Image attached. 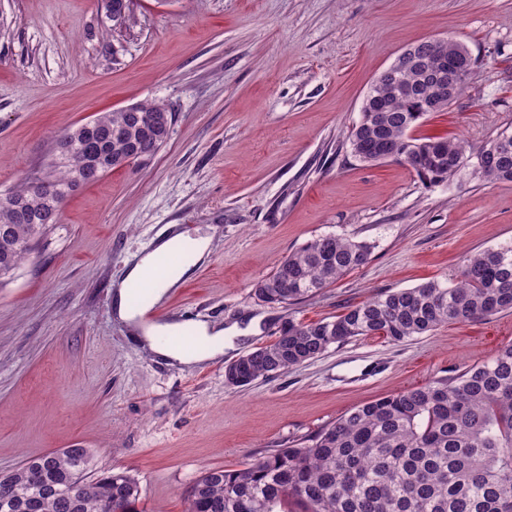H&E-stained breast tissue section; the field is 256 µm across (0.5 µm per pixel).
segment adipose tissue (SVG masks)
Here are the masks:
<instances>
[{
  "label": "adipose tissue",
  "mask_w": 512,
  "mask_h": 512,
  "mask_svg": "<svg viewBox=\"0 0 512 512\" xmlns=\"http://www.w3.org/2000/svg\"><path fill=\"white\" fill-rule=\"evenodd\" d=\"M210 240L206 237H193L178 232L161 241L154 251L142 256L127 274L128 280L146 278L153 270L158 254L170 251L180 252L183 260L173 266L164 283L152 286L150 297L153 303H160L165 298L169 288L174 287L198 262L208 250ZM115 313L121 321L125 322L136 337L151 351L161 358L178 362L182 365H193L203 360L216 357L223 353L224 342L233 337H245L256 333L259 327L258 319H250L247 325L232 323L221 326L206 321L196 322L193 333L196 338L207 343V350L197 348H184L164 344L167 336L178 335L183 324L177 320L147 322L141 317L137 305L133 304L126 286H117L114 292Z\"/></svg>",
  "instance_id": "ef3b65f1"
}]
</instances>
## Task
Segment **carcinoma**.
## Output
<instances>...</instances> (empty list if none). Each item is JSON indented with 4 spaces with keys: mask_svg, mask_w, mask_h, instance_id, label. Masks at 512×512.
<instances>
[{
    "mask_svg": "<svg viewBox=\"0 0 512 512\" xmlns=\"http://www.w3.org/2000/svg\"><path fill=\"white\" fill-rule=\"evenodd\" d=\"M133 0H112V21L124 24ZM448 37L426 45L436 72L460 56ZM369 93L379 111L357 123L348 142L354 156L384 162L388 142L410 143L409 166L421 182L452 181L467 160L455 138L414 131L430 113L431 80L408 66L393 83ZM174 114L150 102L102 112L59 135L46 170L0 194V283L61 223L64 200L108 172L145 164L170 138ZM472 174L512 182V134L475 152ZM372 245L336 235L316 238L284 258L255 285L266 303L288 307L365 265ZM512 310V242L466 257L453 278L377 293L333 319L296 322L248 354L236 372L240 386L271 377L355 338L403 342L452 322L482 320ZM82 448L27 458L3 482L0 512H138L141 491L127 471L108 470L91 482ZM188 512H279L293 501L303 512H512V345L462 373L366 403L323 428L312 444L254 456L236 470L211 469L192 485Z\"/></svg>",
    "mask_w": 512,
    "mask_h": 512,
    "instance_id": "obj_1",
    "label": "carcinoma"
}]
</instances>
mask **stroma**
Wrapping results in <instances>:
<instances>
[{"label": "stroma", "mask_w": 512, "mask_h": 512, "mask_svg": "<svg viewBox=\"0 0 512 512\" xmlns=\"http://www.w3.org/2000/svg\"><path fill=\"white\" fill-rule=\"evenodd\" d=\"M133 11L121 27L104 0H0V193L98 113L157 101L175 114L148 165L71 193L61 224L0 286V474L86 448L93 474L138 480L142 512H186L205 470L301 443L512 344L503 312L402 343L352 340L247 388L224 379L286 320L332 318L512 241V182L428 188L405 164L360 162L347 141L375 77L406 47L446 37L467 46L475 75L417 135L472 152L512 132V0H134ZM174 229L211 243L163 315L262 319L195 366L153 355L114 315L115 283ZM328 234L371 243L368 263L285 309L255 295L283 258Z\"/></svg>", "instance_id": "35a3bbf8"}]
</instances>
